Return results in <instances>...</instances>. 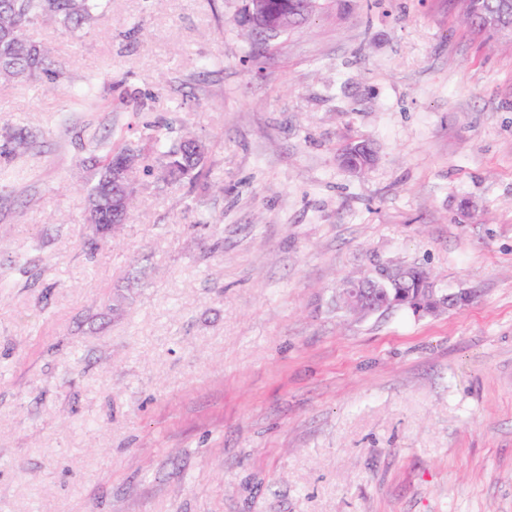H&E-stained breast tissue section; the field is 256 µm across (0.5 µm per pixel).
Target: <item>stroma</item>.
<instances>
[{
	"label": "stroma",
	"instance_id": "1",
	"mask_svg": "<svg viewBox=\"0 0 512 512\" xmlns=\"http://www.w3.org/2000/svg\"><path fill=\"white\" fill-rule=\"evenodd\" d=\"M326 2L256 63L244 0L30 28L97 99L0 83V136H37L0 155V512H512V39ZM146 122L206 142L212 188L139 176L86 255L81 160ZM373 257L471 299L337 310ZM370 145L362 140L347 144L338 150V159L342 167L350 170L357 167H363L369 164V157L366 147Z\"/></svg>",
	"mask_w": 512,
	"mask_h": 512
}]
</instances>
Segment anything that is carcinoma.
Segmentation results:
<instances>
[{"label":"carcinoma","mask_w":512,"mask_h":512,"mask_svg":"<svg viewBox=\"0 0 512 512\" xmlns=\"http://www.w3.org/2000/svg\"><path fill=\"white\" fill-rule=\"evenodd\" d=\"M103 8V0H0V81L22 79L36 81L53 89H64L67 93L89 102L95 98L94 87L71 88L65 72L56 64L49 50L33 42L28 30L41 20H53L66 29L76 32L95 22ZM238 25L246 31L251 41L254 61L271 47L273 39L257 36L248 25L246 14H241ZM146 139L154 149L153 163L142 165L144 175H153L165 185L183 182L195 184L205 169L206 148L190 152L185 147L186 138H169L156 125H142ZM30 135L24 130L5 136L4 151L21 152L29 148ZM368 142L362 140L347 144L338 150V159L347 170L369 164L366 151ZM134 152L117 142L105 147L95 144L90 158L96 170L88 198V218L99 224L112 223V169L119 166ZM423 270L413 266L408 278L400 285L391 284L387 292L391 295L406 290L415 295L417 278Z\"/></svg>","instance_id":"obj_1"}]
</instances>
